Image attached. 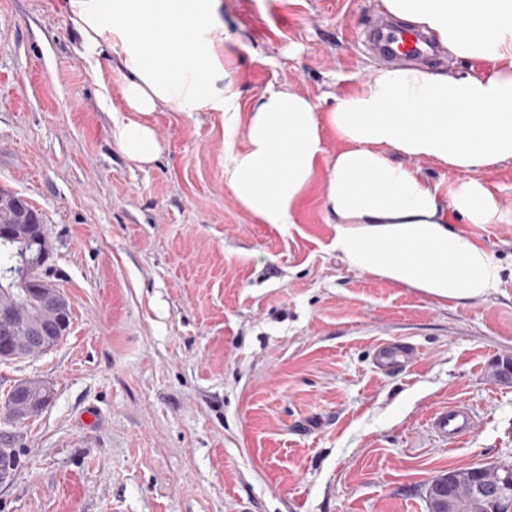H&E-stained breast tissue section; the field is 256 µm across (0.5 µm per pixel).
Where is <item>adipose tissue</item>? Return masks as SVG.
I'll use <instances>...</instances> for the list:
<instances>
[{
  "mask_svg": "<svg viewBox=\"0 0 512 512\" xmlns=\"http://www.w3.org/2000/svg\"><path fill=\"white\" fill-rule=\"evenodd\" d=\"M387 12L432 32L457 59L493 62L490 73L378 68L334 107L269 89L241 114L224 79L220 0H66L86 50L118 56L127 115L111 135L148 164L162 144L148 114L224 110V185L260 223L289 224L324 156L323 130L344 148L322 194L330 247L352 270L438 301L486 298L501 267L448 224H499L511 214L473 174L512 158V0H383ZM244 130L245 148L232 135ZM466 175L444 204L435 187L392 162L388 150Z\"/></svg>",
  "mask_w": 512,
  "mask_h": 512,
  "instance_id": "obj_1",
  "label": "adipose tissue"
}]
</instances>
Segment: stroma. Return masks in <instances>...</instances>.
<instances>
[{"label":"stroma","instance_id":"1","mask_svg":"<svg viewBox=\"0 0 512 512\" xmlns=\"http://www.w3.org/2000/svg\"><path fill=\"white\" fill-rule=\"evenodd\" d=\"M60 0H0V189L42 212L48 279L70 329L0 361V448L17 462L0 512H429L452 469L512 464V223L469 224L504 268L476 301H436L348 269L329 248L324 158L293 223L262 224L224 186L220 111L151 113L163 144L142 164L112 139L123 77L98 81ZM381 0H221L240 111L267 88L332 108L375 62ZM447 196L456 169L395 150ZM417 351L384 372L376 347ZM50 385L9 423L20 380ZM478 415L466 439L427 426L439 404Z\"/></svg>","mask_w":512,"mask_h":512}]
</instances>
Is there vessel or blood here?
<instances>
[{"label": "vessel or blood", "mask_w": 512, "mask_h": 512, "mask_svg": "<svg viewBox=\"0 0 512 512\" xmlns=\"http://www.w3.org/2000/svg\"><path fill=\"white\" fill-rule=\"evenodd\" d=\"M367 50L386 65L424 64L444 53L430 35L387 15L377 17L370 28ZM414 355V349L402 343H384L377 347L375 360L379 368L390 371L404 366ZM428 426L437 437L458 441L476 428L477 414L468 404L451 402L433 411Z\"/></svg>", "instance_id": "obj_1"}]
</instances>
